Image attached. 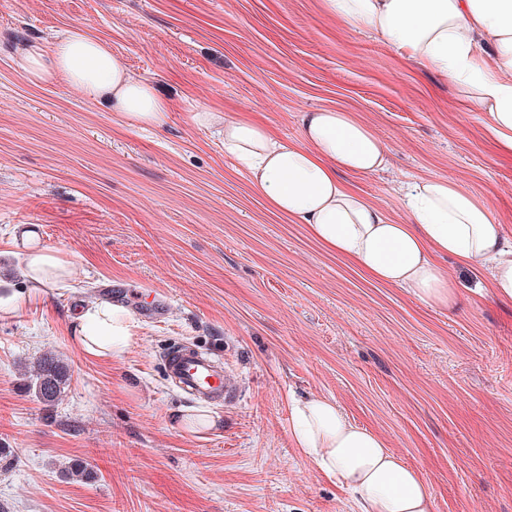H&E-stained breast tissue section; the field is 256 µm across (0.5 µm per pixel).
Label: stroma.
I'll list each match as a JSON object with an SVG mask.
<instances>
[{
  "instance_id": "obj_1",
  "label": "stroma",
  "mask_w": 512,
  "mask_h": 512,
  "mask_svg": "<svg viewBox=\"0 0 512 512\" xmlns=\"http://www.w3.org/2000/svg\"><path fill=\"white\" fill-rule=\"evenodd\" d=\"M80 28L172 102L144 129L16 68L25 42ZM247 115L284 140L335 108L389 151L351 185L398 223L408 182L455 181L512 235V155L435 72L346 28L322 0H0V512H357L291 438L290 401L334 399L418 470L434 512H512V302L474 294L489 266L439 264L458 294L429 306L370 281L275 213L189 110ZM62 255L66 287L28 296L27 249ZM111 283L136 318L109 361L74 339ZM216 352L239 385L200 408L167 377L173 344ZM54 352L71 381L53 406L26 366ZM80 464L95 478L65 476Z\"/></svg>"
}]
</instances>
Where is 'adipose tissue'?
Wrapping results in <instances>:
<instances>
[{
    "label": "adipose tissue",
    "instance_id": "obj_1",
    "mask_svg": "<svg viewBox=\"0 0 512 512\" xmlns=\"http://www.w3.org/2000/svg\"><path fill=\"white\" fill-rule=\"evenodd\" d=\"M341 23L375 34L397 53L434 70L464 103L483 114L487 136L512 154V0H322ZM17 67L35 83L59 82L144 128L165 125L171 104L154 84L134 76L111 47L79 29L60 34L52 48L22 44ZM191 121L219 128L224 153L236 160L269 206L305 225L311 237L370 279L403 288L422 302L449 305L455 290L438 263L492 264L490 288L512 301V237L489 205L449 179L409 184L398 224L342 179L385 169L388 150L352 113H302L301 140L287 143L262 122L195 107ZM33 287L65 282L70 262L45 250L25 254ZM83 353L109 359L134 337L130 314L91 303L79 317ZM291 438L318 469L353 496L359 512H433V496L417 470L391 452L380 436L349 420L331 399L292 400Z\"/></svg>",
    "mask_w": 512,
    "mask_h": 512
}]
</instances>
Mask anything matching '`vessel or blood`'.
Instances as JSON below:
<instances>
[{"label": "vessel or blood", "mask_w": 512, "mask_h": 512, "mask_svg": "<svg viewBox=\"0 0 512 512\" xmlns=\"http://www.w3.org/2000/svg\"><path fill=\"white\" fill-rule=\"evenodd\" d=\"M165 368L170 379L192 397L216 402L235 394V379L206 349L182 344L173 346L165 355Z\"/></svg>", "instance_id": "1"}]
</instances>
